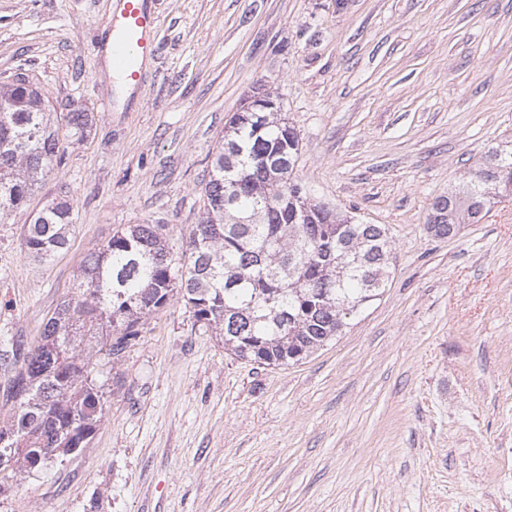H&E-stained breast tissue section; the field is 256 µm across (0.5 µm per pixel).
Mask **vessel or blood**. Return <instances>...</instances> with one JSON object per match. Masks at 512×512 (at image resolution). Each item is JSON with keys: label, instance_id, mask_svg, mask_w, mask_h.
<instances>
[{"label": "vessel or blood", "instance_id": "vessel-or-blood-1", "mask_svg": "<svg viewBox=\"0 0 512 512\" xmlns=\"http://www.w3.org/2000/svg\"><path fill=\"white\" fill-rule=\"evenodd\" d=\"M107 43L113 72L125 86L138 88L144 63L158 53V19L152 0H116Z\"/></svg>", "mask_w": 512, "mask_h": 512}]
</instances>
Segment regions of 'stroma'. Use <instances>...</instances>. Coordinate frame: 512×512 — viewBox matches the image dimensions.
Returning a JSON list of instances; mask_svg holds the SVG:
<instances>
[{"instance_id":"1","label":"stroma","mask_w":512,"mask_h":512,"mask_svg":"<svg viewBox=\"0 0 512 512\" xmlns=\"http://www.w3.org/2000/svg\"><path fill=\"white\" fill-rule=\"evenodd\" d=\"M114 2L0 0V81L25 72L56 111L95 117L0 224V395L116 230L161 224L173 257L188 249L210 154L259 88L299 135L308 197L384 225L389 279L281 367L228 354L174 294L94 364L88 445L16 473L0 512H512V195L426 231L512 140V0H153L160 51L134 95L101 79ZM63 197L70 244L38 261L26 226Z\"/></svg>"}]
</instances>
